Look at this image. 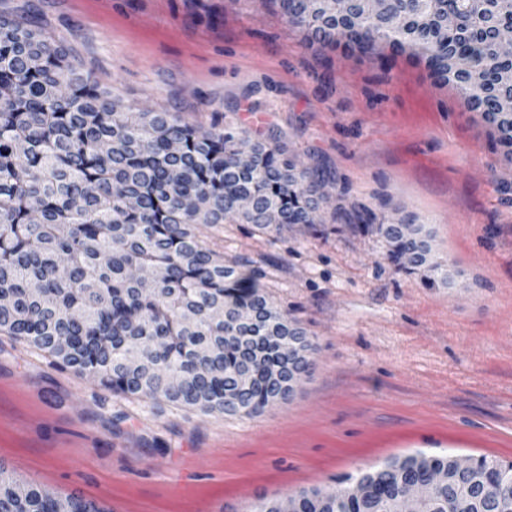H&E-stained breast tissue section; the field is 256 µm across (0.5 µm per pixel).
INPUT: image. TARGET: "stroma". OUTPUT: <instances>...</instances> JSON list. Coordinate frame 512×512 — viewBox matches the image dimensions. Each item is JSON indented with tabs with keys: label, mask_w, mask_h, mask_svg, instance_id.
<instances>
[{
	"label": "stroma",
	"mask_w": 512,
	"mask_h": 512,
	"mask_svg": "<svg viewBox=\"0 0 512 512\" xmlns=\"http://www.w3.org/2000/svg\"><path fill=\"white\" fill-rule=\"evenodd\" d=\"M66 40L100 83L201 131L214 120L328 173L323 188L407 214L452 283L399 269L332 220L278 240L208 230L248 259L316 345L289 399L252 417L125 399L0 334V460L112 512H251L337 490L419 452L512 462V162L481 113L405 53L306 46L268 0H0ZM415 126L416 135L398 131Z\"/></svg>",
	"instance_id": "stroma-1"
}]
</instances>
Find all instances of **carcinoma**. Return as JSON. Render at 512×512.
<instances>
[{
  "mask_svg": "<svg viewBox=\"0 0 512 512\" xmlns=\"http://www.w3.org/2000/svg\"><path fill=\"white\" fill-rule=\"evenodd\" d=\"M301 28L308 43L342 35L359 52L389 58L388 47L424 63L482 114L512 160V117L495 109L509 89L499 72V28L512 22V0H390L401 16L394 29L379 15L354 18L360 3L269 0ZM453 27L442 25L447 15ZM466 58L471 70L456 69ZM201 135L178 112H141L109 97L93 72L71 58L64 38L47 36L30 20L0 14V333L28 344L117 396L162 399L203 414L253 416L288 398V358L266 346V327L297 323L272 304L259 285L263 272L247 260L226 261L204 245L200 226L250 224L280 236L296 225L317 230L327 203L319 167L305 168L262 141L251 144L248 165L234 157L245 137L230 128ZM336 223L361 231L383 223L366 209L336 206ZM156 269L151 291L131 274ZM262 307L269 318L240 336L224 338L231 322L210 317L215 304ZM137 344L146 364L124 363ZM253 383L236 388L244 361ZM448 456L423 453L391 461L360 479L390 493L403 476ZM492 475L479 492L489 510L497 480L512 463L482 457ZM297 512H380V500L342 499L334 491L304 490ZM106 512L94 501L61 499L0 468V512Z\"/></svg>",
  "mask_w": 512,
  "mask_h": 512,
  "instance_id": "obj_1",
  "label": "carcinoma"
}]
</instances>
